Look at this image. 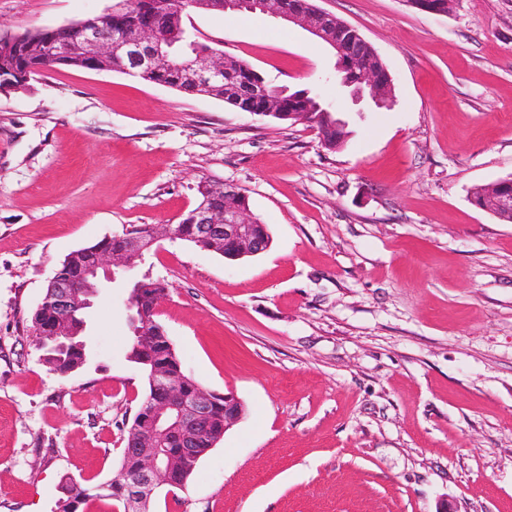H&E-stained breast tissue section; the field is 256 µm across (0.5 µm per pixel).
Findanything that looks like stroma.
I'll use <instances>...</instances> for the list:
<instances>
[{"label": "stroma", "mask_w": 512, "mask_h": 512, "mask_svg": "<svg viewBox=\"0 0 512 512\" xmlns=\"http://www.w3.org/2000/svg\"><path fill=\"white\" fill-rule=\"evenodd\" d=\"M116 0H0V35L102 15ZM393 77L352 104L335 56L262 13H190L197 41L348 121L316 131L112 70H45L0 89V512H52L62 479L117 473L147 383L127 358L126 291L87 314L63 378L31 334L72 251L173 224L196 186L237 187L272 236L228 261L161 242L158 320L185 371L241 420L152 512H512V223L475 187L512 174V0H316Z\"/></svg>", "instance_id": "stroma-1"}]
</instances>
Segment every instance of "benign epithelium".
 Wrapping results in <instances>:
<instances>
[{"mask_svg": "<svg viewBox=\"0 0 512 512\" xmlns=\"http://www.w3.org/2000/svg\"><path fill=\"white\" fill-rule=\"evenodd\" d=\"M416 9L436 15L448 14L446 0H411ZM203 10L259 11L296 24L323 40L333 50L335 70L351 75L346 81L351 98L358 102L364 96L381 107L392 103V76L384 64L369 62L372 45L351 25L315 4L298 9L286 0H192ZM112 23L108 11L92 19L67 24L76 41L65 37L53 43L50 52L27 47L18 40L6 38L0 42L4 51L16 54L22 50L36 61L48 66L72 62L74 53L97 62L100 70L112 68V60L127 63L123 71L147 78L166 62L175 41L163 38L150 20L129 19L105 39L101 32ZM225 56L217 49L198 47L184 57L183 79L192 83L198 94L210 95L224 84ZM253 95L237 96L236 109L257 115L277 114L272 104L261 109L252 106ZM492 204L482 206L497 217L512 216V175L489 184ZM228 203L216 209L201 199L176 224H150L125 230L106 241L91 253L81 256L78 263L63 262L48 280L49 292L35 310L33 332L48 336L60 348H69L75 332V316L93 305V298L103 281L110 282L114 271L124 272L139 266L145 254L163 239L189 242L202 250L221 254L228 260L255 256L268 249L271 236L265 228L253 222V215L243 200V193L233 186L222 185ZM131 331L148 344L158 337L169 340L165 329H152L133 320ZM153 394L141 410L138 424L130 429L131 448L127 453L136 463L133 471L115 478L116 485L127 496V512H142L141 505L149 501L160 486L182 487L190 466L200 461L223 438L227 430L242 417L243 406L232 393L220 395L191 385L187 373L175 375L164 362L147 361ZM165 440L169 447L159 446Z\"/></svg>", "mask_w": 512, "mask_h": 512, "instance_id": "benign-epithelium-1", "label": "benign epithelium"}]
</instances>
